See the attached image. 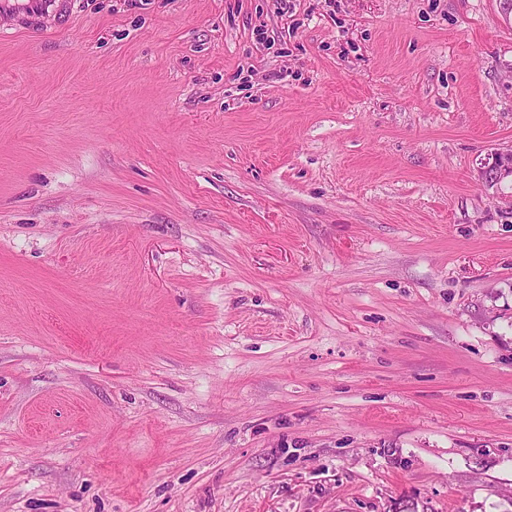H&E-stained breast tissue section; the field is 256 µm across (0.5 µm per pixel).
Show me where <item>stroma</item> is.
<instances>
[{
	"mask_svg": "<svg viewBox=\"0 0 512 512\" xmlns=\"http://www.w3.org/2000/svg\"><path fill=\"white\" fill-rule=\"evenodd\" d=\"M0 30V512H512L503 0ZM508 177H512V151L497 153L490 163H485L483 179L487 186L492 187Z\"/></svg>",
	"mask_w": 512,
	"mask_h": 512,
	"instance_id": "obj_1",
	"label": "stroma"
}]
</instances>
